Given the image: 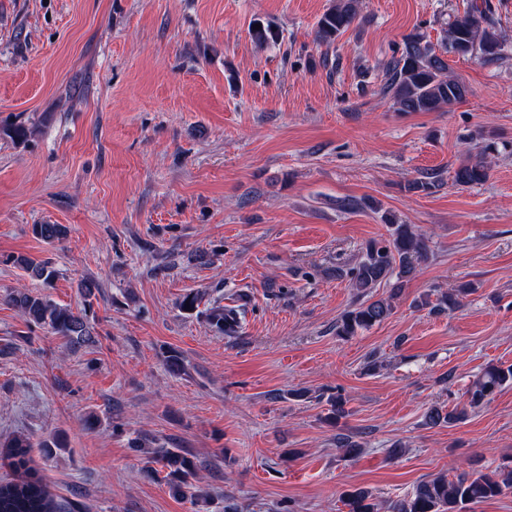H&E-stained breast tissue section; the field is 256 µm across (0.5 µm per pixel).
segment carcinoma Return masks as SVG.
<instances>
[{
    "label": "carcinoma",
    "mask_w": 512,
    "mask_h": 512,
    "mask_svg": "<svg viewBox=\"0 0 512 512\" xmlns=\"http://www.w3.org/2000/svg\"><path fill=\"white\" fill-rule=\"evenodd\" d=\"M359 0H334L314 25L315 40L332 46L357 19ZM445 53L458 57H474L487 63L503 59L504 46L492 20L489 0H470L463 15L448 22L444 36ZM382 91L391 96L396 110L402 114L413 112H438L462 101L467 86L448 71L444 53L418 34H409L393 50L384 71ZM496 152L492 142L477 146V152L461 161L453 170V181L461 187L481 184L489 178L490 157ZM438 175L431 173L408 183L410 192H429L436 188ZM389 237L371 239L360 251L358 261L350 266L336 267V276L347 278L356 294V301L336 320V335L354 336L383 322L392 311L391 301L373 299V290L383 283H392L390 296L401 293L411 280L419 263L428 258V248L422 235L411 225L398 223L393 216L383 214ZM33 235L48 243L65 240L69 227L65 224H34ZM12 263L24 270L30 278L51 282L56 270L47 261H37L26 256H11L0 261ZM78 293L87 305L101 295V285L95 278L86 277L77 285ZM470 284H461L431 299L427 294L418 302L421 308L433 315L451 313L464 305L470 294ZM7 302L29 324L44 328L61 338L74 352L87 351L97 345L86 314L75 312L69 306L54 303L46 295L28 289H15L7 293ZM248 295L237 297L239 304L214 303L205 310V317L214 332L235 337L241 333L246 314ZM165 365L173 374L186 371L181 352L174 348L165 351ZM512 384V365H491L467 389L468 405L477 409L487 404L504 386ZM347 399L340 393L327 398L324 420L336 426L348 415ZM466 413L456 409L446 410L434 406L425 414V423L431 427L451 426L465 419ZM337 443L350 460L363 453V444L346 434L337 435ZM133 451L144 463L147 477L162 479L170 492L182 499L197 503L209 496L201 485L199 472L204 463L184 448L163 444L146 445L139 438L130 441ZM30 438L17 434L0 440V458L7 461L17 478L0 481V512H62L60 504L30 466ZM160 465L161 469L154 468ZM512 493V463L503 464L489 472H461L454 478L437 476L421 482L413 494L391 501L387 512H466L470 505ZM342 502L347 512H378L372 493L364 488L344 492Z\"/></svg>",
    "instance_id": "carcinoma-1"
}]
</instances>
